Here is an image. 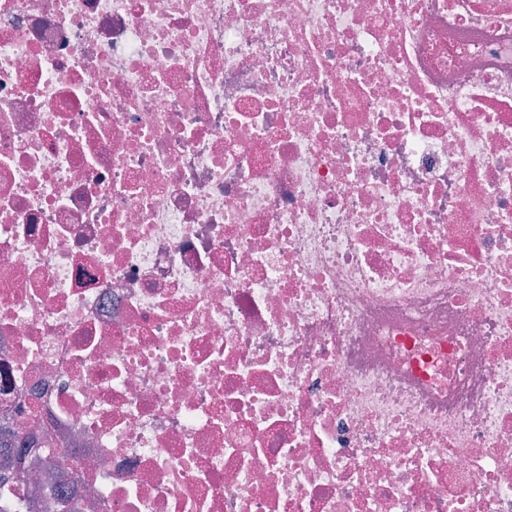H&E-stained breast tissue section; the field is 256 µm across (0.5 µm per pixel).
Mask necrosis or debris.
Masks as SVG:
<instances>
[{
    "label": "necrosis or debris",
    "instance_id": "necrosis-or-debris-1",
    "mask_svg": "<svg viewBox=\"0 0 512 512\" xmlns=\"http://www.w3.org/2000/svg\"><path fill=\"white\" fill-rule=\"evenodd\" d=\"M0 426V512H512V0H0Z\"/></svg>",
    "mask_w": 512,
    "mask_h": 512
}]
</instances>
